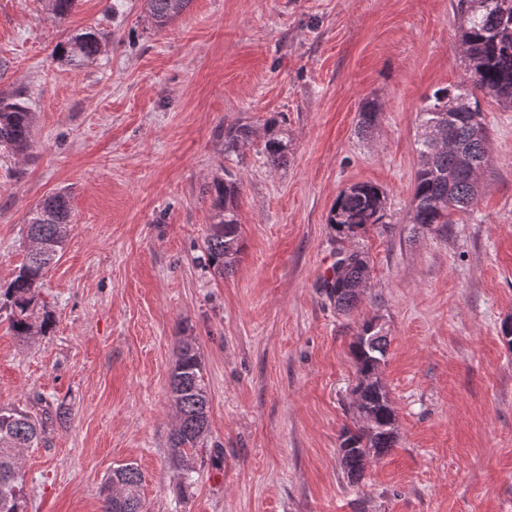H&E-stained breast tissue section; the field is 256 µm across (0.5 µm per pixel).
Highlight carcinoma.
I'll list each match as a JSON object with an SVG mask.
<instances>
[{"label":"carcinoma","mask_w":512,"mask_h":512,"mask_svg":"<svg viewBox=\"0 0 512 512\" xmlns=\"http://www.w3.org/2000/svg\"><path fill=\"white\" fill-rule=\"evenodd\" d=\"M190 0H144L151 24L162 29L187 8ZM460 28L459 52L465 64L463 81L452 89L435 91L421 112L422 132L417 139L418 168L409 223L420 229L436 224H456V216L474 211L480 191V176L488 166V133L479 96H489L512 106V0H457ZM56 52L74 69L96 59L102 41L94 30L67 38ZM379 105L365 101L358 111V129L368 132L375 125ZM270 121L263 155L278 168L287 162L288 139ZM33 113L19 93L0 95V149L22 158L32 147ZM244 125L224 129V151L240 154L250 140ZM214 222L209 225L202 248L204 264L219 276L236 263L242 241L238 219L240 185L230 177L215 180ZM385 192L373 183H357L344 190L330 209L327 223L341 236L353 238L383 223ZM72 230L68 196L45 198L31 212L27 239L47 246L27 249L25 262L5 287L0 288V310L8 311L9 329L21 341L47 332L48 316L37 313V290L42 279L59 261ZM370 277L368 262L358 250L341 253L333 277L323 291L336 308L348 313L361 302ZM376 319L365 320L350 344L357 384L354 388L355 429H343L339 463L351 483H359L370 460L387 454L396 444L395 410L382 380L387 336L375 328ZM169 386L177 411V424L170 436L171 459L191 480L190 451L199 447L209 432V398L202 359L196 340L183 336L169 373ZM49 413L34 416L18 409L0 408V512H26L27 494L22 472V450L45 439ZM114 475L124 485L121 501L112 500V479L103 493V512H143L140 495L142 474L132 464L117 467Z\"/></svg>","instance_id":"cac0c4a2"}]
</instances>
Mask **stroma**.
<instances>
[{
  "label": "stroma",
  "mask_w": 512,
  "mask_h": 512,
  "mask_svg": "<svg viewBox=\"0 0 512 512\" xmlns=\"http://www.w3.org/2000/svg\"><path fill=\"white\" fill-rule=\"evenodd\" d=\"M457 0H191L154 29L143 0H0V91L29 98L32 149L0 151V284L25 258L28 213L70 197L73 229L42 280L49 331L10 335L0 311V407L52 420L25 449L26 512H101L131 463L144 512H512V108L481 101L488 167L473 213L439 231L408 222L427 96L464 75ZM99 32L74 69L60 42ZM376 126L357 129L363 100ZM288 161L267 165L269 120ZM253 130L241 155L224 129ZM241 182L244 245L224 276L199 261L211 181ZM371 182L382 224L343 239L337 196ZM370 279L343 313L322 291L341 251ZM377 318L398 440L363 480L337 448L352 426L350 343ZM194 337L210 429L181 484L169 455V372Z\"/></svg>",
  "instance_id": "stroma-1"
}]
</instances>
